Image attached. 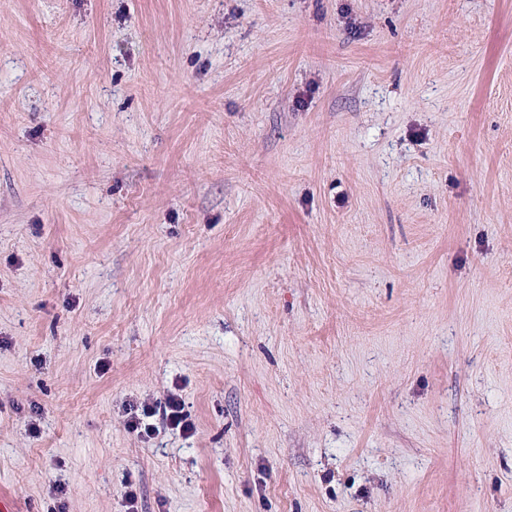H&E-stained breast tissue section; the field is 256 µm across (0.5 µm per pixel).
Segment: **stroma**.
<instances>
[{
	"label": "stroma",
	"mask_w": 512,
	"mask_h": 512,
	"mask_svg": "<svg viewBox=\"0 0 512 512\" xmlns=\"http://www.w3.org/2000/svg\"><path fill=\"white\" fill-rule=\"evenodd\" d=\"M3 496L512 512V0H0ZM144 414L148 417L159 414L167 427L179 429L184 433L191 432L193 429L191 421L188 420L184 402L177 394H171L163 403L145 406Z\"/></svg>",
	"instance_id": "stroma-1"
}]
</instances>
